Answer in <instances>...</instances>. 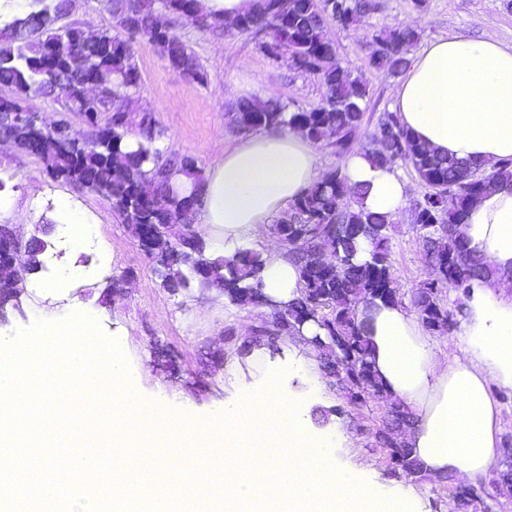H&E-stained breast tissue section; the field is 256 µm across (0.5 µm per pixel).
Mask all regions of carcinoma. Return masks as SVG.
Wrapping results in <instances>:
<instances>
[{"label":"carcinoma","mask_w":512,"mask_h":512,"mask_svg":"<svg viewBox=\"0 0 512 512\" xmlns=\"http://www.w3.org/2000/svg\"><path fill=\"white\" fill-rule=\"evenodd\" d=\"M33 6L35 9L0 28V89L11 92L8 98L0 97V113L33 114L32 100L53 97L66 111L82 115L96 129V136L81 143L65 141L36 120L0 125V136L24 152H36L52 174L105 198L134 237L141 238L144 224L173 226L171 239L151 244L164 287L184 288L192 278L201 288L224 289L237 305H256L262 294L266 258L248 248L230 256L215 255L201 238L192 239L183 229H174L177 213L199 208L202 199L197 193L181 196L174 192L167 173H183L197 180L194 160L178 155L162 158L153 147L159 131L150 112L145 113L148 122L139 123L136 148H129L127 113L114 109L112 101V95L127 96L139 87L135 45L143 41L171 67L203 81L199 60L173 32L172 18L203 33L223 31V21L196 13L194 0H105V8L125 37L105 32L87 36L75 25H58L70 12V0H33ZM375 6V0H290L284 11L280 0H258L255 11L238 18V32L263 34L259 49L268 58L278 49L288 50L289 66L318 78L324 94L317 105L293 110L274 99H242L228 112L230 124L242 132L294 126L311 140L326 132L336 155L348 154L364 123L369 90L340 65L326 26L334 22L347 28L372 13ZM419 38L412 26L380 31L373 37L370 65L390 75L404 72ZM71 44L79 47V55L64 51ZM85 83L110 86L112 92L81 101L75 89ZM102 112L112 116L108 127L98 129ZM365 154L384 166L399 161L410 164L427 188L414 210L419 215V239L436 278L414 292L412 304L423 325L442 334L453 327L451 315L440 303L442 290L467 292L473 281L487 273L483 260L466 248L461 231L469 208L487 192V188H474L473 174L489 176L488 188L512 181V158L478 170L436 155L414 140L393 111L380 116ZM358 195V188L349 185L337 167L325 172L289 205L291 223L277 220L271 224L273 234L284 240L288 258L300 269L302 288L300 295L288 302V316L279 314L260 330L280 336L288 331L289 319L314 311L319 301L327 303L325 339L318 346L325 375L346 391L354 407L370 398L390 401L385 425L375 433L376 442L389 450L388 476L422 479L427 473L404 440L414 416L383 387L367 330L359 320L361 308L396 300L387 291L391 287L388 230L392 219L385 213L344 204L345 199ZM326 235L333 237V264L318 258Z\"/></svg>","instance_id":"1"}]
</instances>
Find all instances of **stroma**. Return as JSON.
<instances>
[{
  "mask_svg": "<svg viewBox=\"0 0 512 512\" xmlns=\"http://www.w3.org/2000/svg\"><path fill=\"white\" fill-rule=\"evenodd\" d=\"M378 3L375 12L350 28L332 23L326 27L342 66L370 92L361 136L353 147L357 153L368 142L380 113L391 110V92L397 82L368 62L377 31L411 23L423 46L440 37L464 36L512 47V0H425L420 7L415 0ZM175 30L198 56L207 80L192 81L169 66L151 45L139 43L136 63L141 83L127 102L132 120L129 132L137 134L141 113L152 112L161 131L156 148L166 156H191L198 173H205L221 145L238 139L227 119L235 102L277 98L293 108H308L323 96L316 78L284 63L271 64L254 36L234 31L202 33L180 23ZM395 169L409 194L407 207L388 232L390 273L398 302L407 306L413 291L434 279L435 271L425 259L412 219L411 204L423 196L425 188L409 165L401 162ZM0 192L14 202L10 210L0 213V224L11 225L24 238L33 234L35 225L52 227L43 264L24 274L18 306L0 322V337L12 339L18 330L40 320L88 315L106 338L117 341L146 400L198 421L223 413L225 405L254 386L264 372L282 373L284 389L302 397L312 433L335 442L340 466L355 469L362 481L382 493L411 496L415 512H457V479L439 483L388 477V451L373 438L388 416L387 401L373 398L364 406H350L344 391L329 384L316 352L292 336H282L272 347L251 345L255 327L271 319V307H241L222 292L194 286L175 292L163 288L154 262L109 202L53 177L38 157L6 141H0ZM62 194L80 201L97 218L93 236L77 252L71 248L68 225L57 223L51 212L52 201ZM73 263L81 268L78 278L50 291V284L60 280ZM465 302L461 292L443 290L441 303L454 325L447 333L429 336L438 350L452 357L461 356L464 346Z\"/></svg>",
  "mask_w": 512,
  "mask_h": 512,
  "instance_id": "1",
  "label": "stroma"
}]
</instances>
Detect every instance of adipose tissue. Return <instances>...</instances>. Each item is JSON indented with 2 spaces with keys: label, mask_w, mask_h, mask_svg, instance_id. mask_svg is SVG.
<instances>
[{
  "label": "adipose tissue",
  "mask_w": 512,
  "mask_h": 512,
  "mask_svg": "<svg viewBox=\"0 0 512 512\" xmlns=\"http://www.w3.org/2000/svg\"><path fill=\"white\" fill-rule=\"evenodd\" d=\"M393 109L428 149L490 168L512 157V48L485 39H435L413 60L395 87ZM322 141L291 127L263 129L223 148L202 183L179 175L182 194L200 190L199 223L223 229L224 240L249 239L271 223L322 175ZM342 170L359 187V205L398 216L407 186L393 168L362 154ZM463 231L484 257L489 275L472 283L463 334L464 358L447 360L426 339L403 306L368 313L375 366L392 397L416 413L409 447L433 474L478 482L501 453L498 409L490 382L512 388V182L494 187L469 209ZM263 292L286 302L299 293L298 267L285 258L266 262Z\"/></svg>",
  "instance_id": "obj_1"
}]
</instances>
